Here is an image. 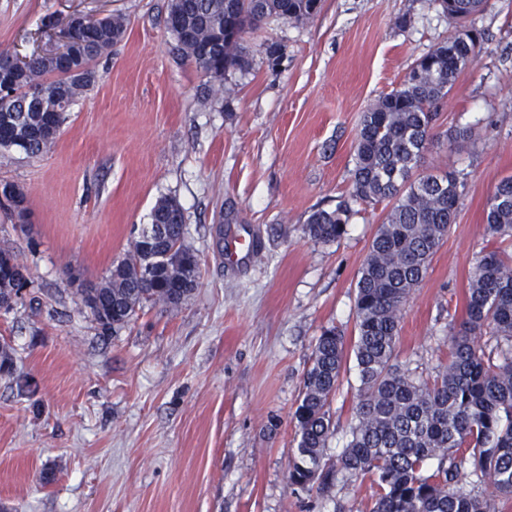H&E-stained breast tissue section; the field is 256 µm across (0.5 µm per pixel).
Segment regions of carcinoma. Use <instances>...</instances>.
Listing matches in <instances>:
<instances>
[{
  "label": "carcinoma",
  "mask_w": 512,
  "mask_h": 512,
  "mask_svg": "<svg viewBox=\"0 0 512 512\" xmlns=\"http://www.w3.org/2000/svg\"><path fill=\"white\" fill-rule=\"evenodd\" d=\"M321 0H170L168 28L179 51L219 80L244 69L245 35L270 18L305 22ZM456 21L448 41L420 58L403 82L364 112L347 198L333 209L313 210L304 227L313 241L333 243L347 232L352 205L389 206L378 225L356 282L355 336L325 329L312 351L293 413L296 448L288 464L292 489L321 493L339 471L376 486L370 512H497L496 497L512 495V254L485 252L465 294V317L448 323V362L423 379L396 362L402 311L456 219L466 182L453 170L419 173L434 138L437 108L459 76L483 51L481 35L466 25L484 0H433ZM120 15L80 29L70 59L94 63L120 40ZM60 63L33 57L4 79L15 97L0 104V148L37 156L51 147L50 131L66 119L80 91L47 82L39 101L26 96L32 77L55 75ZM485 231L512 239V176L502 178L486 203ZM19 255L0 249V295L26 286ZM200 260L186 241L184 209L160 198L151 223L101 281L77 294L104 334L127 326L145 302L179 307L197 285ZM357 373L358 403L350 439L333 463L326 448L336 430L331 402L348 357ZM472 476L486 496L460 487Z\"/></svg>",
  "instance_id": "carcinoma-1"
}]
</instances>
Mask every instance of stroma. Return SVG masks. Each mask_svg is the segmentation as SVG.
<instances>
[{
  "label": "stroma",
  "mask_w": 512,
  "mask_h": 512,
  "mask_svg": "<svg viewBox=\"0 0 512 512\" xmlns=\"http://www.w3.org/2000/svg\"><path fill=\"white\" fill-rule=\"evenodd\" d=\"M168 3L0 0V50L21 55L55 48L75 14L126 24L49 149L0 148V184L28 202L22 222L0 206V247L28 278L24 299L0 309L14 361L0 376V512H368L370 482L341 472L319 495L287 475L315 342L332 326L353 336L383 208L358 206L334 243L304 226L346 196L363 113L454 23L431 0H322L307 22L247 34L249 69L219 83L179 54ZM468 24L485 50L439 103L421 160L465 173L467 186L396 343L398 362L426 376L448 359V320L463 319L479 253L496 244L487 200L512 175V0H486ZM456 127L470 135L448 145ZM163 196L183 206L198 286L178 309L144 303L101 335L77 285L125 257ZM221 239L258 249L232 258ZM346 378L331 404L332 459L356 404L355 371Z\"/></svg>",
  "instance_id": "stroma-1"
}]
</instances>
